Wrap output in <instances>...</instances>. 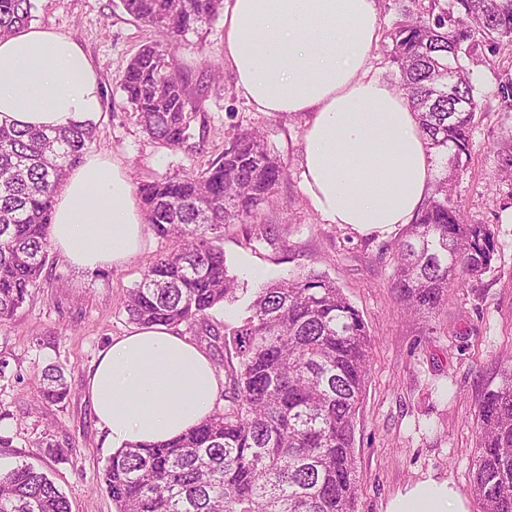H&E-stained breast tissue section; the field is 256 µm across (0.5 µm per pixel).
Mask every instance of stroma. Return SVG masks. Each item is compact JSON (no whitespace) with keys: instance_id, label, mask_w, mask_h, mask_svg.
<instances>
[{"instance_id":"35a3bbf8","label":"stroma","mask_w":512,"mask_h":512,"mask_svg":"<svg viewBox=\"0 0 512 512\" xmlns=\"http://www.w3.org/2000/svg\"><path fill=\"white\" fill-rule=\"evenodd\" d=\"M32 24L74 37L99 79L102 110L90 151L104 154L130 182L178 177L220 156L234 134L260 128L271 151L288 167L273 206L262 218L275 244L246 242L243 226L223 229L221 244L241 287L308 270L326 273L362 314L373 338L370 374L355 432L360 473L357 512H387L398 496L433 481L454 483L471 498L477 404L498 381L500 361L512 358V183L500 170L512 154V112L502 111L497 88L512 74V53L474 67L481 107L469 165L453 185L469 220L493 225L497 254L489 271L449 292L431 317L401 313L392 288L391 244L401 227L363 233L332 224L311 206L302 184L305 117L257 111L224 64V20L215 18L182 41L177 58L201 79L203 103L191 123L189 146L156 147L121 91L130 59L158 31L132 16L119 0H33ZM172 246L145 227L141 251L122 266L94 272L50 250L40 289L0 326V467L27 462L61 487L72 512H114L102 484L112 445L97 423L87 376L113 337L133 331L124 309L129 289ZM52 365L64 367L69 395L48 405L37 384ZM73 450L55 461L44 438Z\"/></svg>"}]
</instances>
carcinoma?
I'll use <instances>...</instances> for the list:
<instances>
[{
    "label": "carcinoma",
    "mask_w": 512,
    "mask_h": 512,
    "mask_svg": "<svg viewBox=\"0 0 512 512\" xmlns=\"http://www.w3.org/2000/svg\"><path fill=\"white\" fill-rule=\"evenodd\" d=\"M385 31L399 87L418 112L440 170L429 197L394 244L392 284L401 309L434 313L448 292L491 269V224L468 220L454 200L455 178L471 157L480 106L470 65L512 47V0H395ZM161 40L129 61L121 82L148 138L165 148L191 138L201 82L175 49L222 12V0H120ZM32 0H0V38L28 25ZM94 122L46 132L0 125V325L41 287L55 196L94 140ZM284 161L257 130L235 134L199 171L138 187L145 221L174 239L130 289L125 311L137 326L183 324L224 344V411L160 443H134L103 469L118 512H356L355 429L373 338L336 281L309 272L265 282L219 331L210 311L240 300L218 229L248 224L250 240L275 241L261 210L275 203ZM69 394L65 369L48 367L39 398ZM471 491L478 512H512V364L477 410ZM0 512H71L67 496L28 464L0 471Z\"/></svg>",
    "instance_id": "1"
}]
</instances>
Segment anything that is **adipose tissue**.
I'll return each instance as SVG.
<instances>
[{
    "label": "adipose tissue",
    "instance_id": "1",
    "mask_svg": "<svg viewBox=\"0 0 512 512\" xmlns=\"http://www.w3.org/2000/svg\"><path fill=\"white\" fill-rule=\"evenodd\" d=\"M224 62L257 111L306 119L302 181L332 224L382 232L413 221L434 169L403 91L370 77L376 0H223ZM102 109L93 67L72 38L25 27L0 39V124L63 129ZM144 216L122 168L86 156L55 197L50 240L93 272L130 261ZM222 389L210 358L164 325L113 339L87 391L113 449L171 439L209 415ZM388 512H469L454 485L426 483Z\"/></svg>",
    "mask_w": 512,
    "mask_h": 512
}]
</instances>
